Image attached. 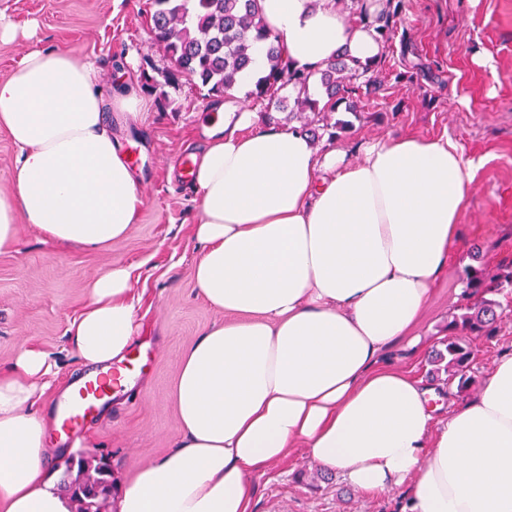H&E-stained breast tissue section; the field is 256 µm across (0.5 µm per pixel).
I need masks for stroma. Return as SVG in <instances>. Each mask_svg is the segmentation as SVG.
<instances>
[{
	"instance_id": "1",
	"label": "stroma",
	"mask_w": 512,
	"mask_h": 512,
	"mask_svg": "<svg viewBox=\"0 0 512 512\" xmlns=\"http://www.w3.org/2000/svg\"><path fill=\"white\" fill-rule=\"evenodd\" d=\"M401 22L385 56L393 68L423 64V71L388 81L356 109L339 107L314 144L342 148L358 161L364 141L413 134L454 138L479 167L461 219L462 249L434 285L411 330L421 342L392 345L399 366L444 393L446 373L431 361L457 312L466 266L489 272L512 264V0H403ZM0 78L35 46L72 50L94 62L101 84L115 72L148 103L140 119L111 113L112 129L137 157L145 203L121 241L88 251L44 239L19 224L16 250L0 253V367L13 364L22 343L50 354L57 385L72 386L81 372L66 330L89 301L90 283L115 267L129 269L141 298V333L128 356L134 388L112 398L76 430L92 447L60 444L49 469L60 479L78 474L79 459L108 462L112 480L126 484L166 454L180 433L175 385L187 348L224 315L208 306L192 276L200 253L194 238L197 208L188 181L171 167L200 147L201 118L213 100L177 71L155 41L147 0H0ZM491 67H484V60ZM153 76L149 88L145 76ZM471 374L483 383L493 359L512 351V312L475 340ZM304 451L273 463L253 479L252 512H402L404 493L366 494Z\"/></svg>"
}]
</instances>
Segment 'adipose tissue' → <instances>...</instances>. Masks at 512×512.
<instances>
[{
  "label": "adipose tissue",
  "mask_w": 512,
  "mask_h": 512,
  "mask_svg": "<svg viewBox=\"0 0 512 512\" xmlns=\"http://www.w3.org/2000/svg\"><path fill=\"white\" fill-rule=\"evenodd\" d=\"M291 68L383 45L336 0H259ZM134 89L109 92L64 49L27 52L0 79V129L17 149L0 192V253L17 224L97 249L124 239L144 204L109 112L141 114ZM191 152L194 281L223 324L186 352L173 448L119 487L112 512H250L252 477L302 448L353 489L406 490L408 512H512V352L480 392L434 420L437 394L385 358L407 335L460 249L472 161L448 136L364 143L358 162L317 152L296 127H260L216 101ZM130 271L96 277L67 329L83 365L123 361L140 333ZM22 346L0 369V512H74L46 467L56 421L40 404L54 373Z\"/></svg>",
  "instance_id": "1"
}]
</instances>
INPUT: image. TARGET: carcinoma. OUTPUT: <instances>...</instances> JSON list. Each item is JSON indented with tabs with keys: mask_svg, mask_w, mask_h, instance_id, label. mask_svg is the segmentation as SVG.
I'll list each match as a JSON object with an SVG mask.
<instances>
[{
	"mask_svg": "<svg viewBox=\"0 0 512 512\" xmlns=\"http://www.w3.org/2000/svg\"><path fill=\"white\" fill-rule=\"evenodd\" d=\"M386 4L373 28L377 37L388 44L397 31L402 0H386ZM150 7L155 38L177 61L178 71L198 81L210 96H224L231 91L237 75L251 65L254 45L263 44L270 72L256 82L252 95L265 102L266 111L286 110L288 118L302 120L313 137L316 131L311 126L324 121L326 113L336 111L346 100L354 104L361 96L378 92L384 83V61L363 64L343 54L318 71V82L327 101L312 98L307 90L311 74L291 68L284 59L279 37L262 24L258 0H150ZM287 86L297 91L288 107L278 95ZM463 282V303L448 325L451 334L442 341L443 349L433 359L458 379L460 392L469 390L474 383L468 375L474 339L503 310L493 296L512 298V266L501 268L492 276L481 266H468ZM78 467L83 471L91 469L94 474L70 486L76 512H102L103 496L90 497L81 489L101 485L102 492L109 493L112 480L108 466L102 462L94 466L82 460Z\"/></svg>",
	"mask_w": 512,
	"mask_h": 512,
	"instance_id": "carcinoma-1",
	"label": "carcinoma"
}]
</instances>
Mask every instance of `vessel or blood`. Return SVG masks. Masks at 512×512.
<instances>
[{
    "label": "vessel or blood",
    "instance_id": "obj_1",
    "mask_svg": "<svg viewBox=\"0 0 512 512\" xmlns=\"http://www.w3.org/2000/svg\"><path fill=\"white\" fill-rule=\"evenodd\" d=\"M124 377L125 369L121 366L85 376L72 388L66 404L58 413L62 430L78 429L89 415L98 410Z\"/></svg>",
    "mask_w": 512,
    "mask_h": 512
}]
</instances>
